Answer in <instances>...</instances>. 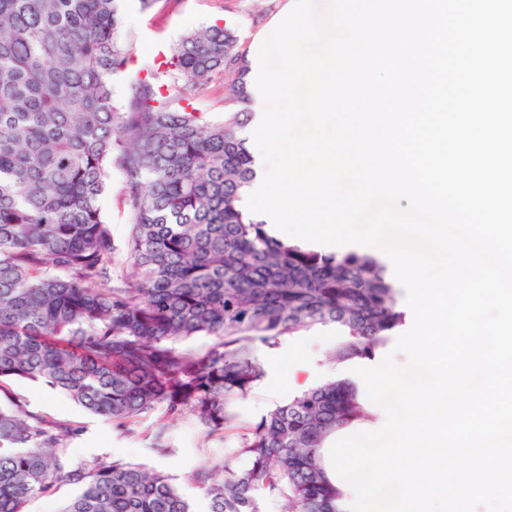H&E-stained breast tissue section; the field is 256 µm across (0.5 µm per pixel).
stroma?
<instances>
[{
	"label": "stroma",
	"mask_w": 512,
	"mask_h": 512,
	"mask_svg": "<svg viewBox=\"0 0 512 512\" xmlns=\"http://www.w3.org/2000/svg\"><path fill=\"white\" fill-rule=\"evenodd\" d=\"M290 5L291 0H159L155 8L144 11L137 0H128L122 14L121 37L131 61L112 78L116 106L124 105L135 77L160 62L162 54L188 31L213 23L226 26L234 33L239 50L250 55L259 49ZM102 210L117 248L112 274L129 275L131 267L125 252L128 207L119 171L110 175ZM335 340L334 329H304L279 348L259 351L266 376L248 398L236 403L237 423H255L297 390L334 377L335 369L326 363L325 354ZM7 388L29 411L80 427L79 436L67 442V452L77 463L90 467L101 460L124 457L153 466L171 474L176 484L198 501L202 495L192 483L191 473L203 463L224 461L223 440L205 437L191 417L168 424L163 413L156 411L143 418L130 434L44 384L14 379ZM162 423L168 426V443L174 450L169 457L157 456L152 450V434Z\"/></svg>",
	"instance_id": "35a3bbf8"
}]
</instances>
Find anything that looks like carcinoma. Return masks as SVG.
I'll list each match as a JSON object with an SVG mask.
<instances>
[{
  "mask_svg": "<svg viewBox=\"0 0 512 512\" xmlns=\"http://www.w3.org/2000/svg\"><path fill=\"white\" fill-rule=\"evenodd\" d=\"M125 0H0V512L76 493L61 512H195L164 471L124 458L75 465L70 424L15 402L21 378L131 432L157 409L225 438L234 404L261 384L260 346L336 330L333 365L376 362L407 325L404 287L378 254L322 252L273 235L243 205L256 178L238 135L250 62L231 31H189L114 104L130 58ZM224 72V118L192 92ZM124 177L135 274L112 280L100 201ZM208 336L199 350L181 347ZM381 407L348 380L277 405L193 475L206 512H349L326 453Z\"/></svg>",
  "mask_w": 512,
  "mask_h": 512,
  "instance_id": "obj_1",
  "label": "carcinoma"
}]
</instances>
